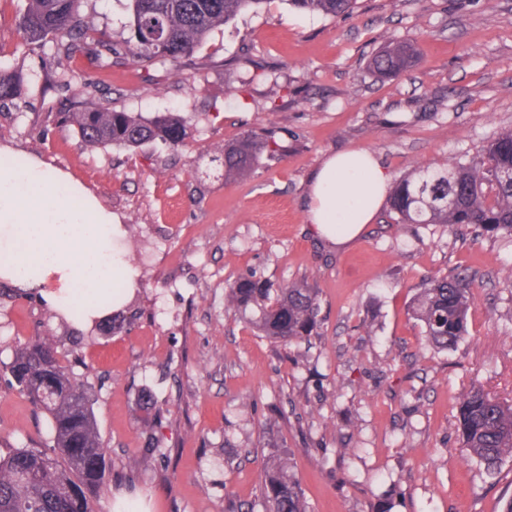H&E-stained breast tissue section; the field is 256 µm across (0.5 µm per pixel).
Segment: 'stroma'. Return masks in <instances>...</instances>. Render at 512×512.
I'll return each instance as SVG.
<instances>
[{
    "label": "stroma",
    "mask_w": 512,
    "mask_h": 512,
    "mask_svg": "<svg viewBox=\"0 0 512 512\" xmlns=\"http://www.w3.org/2000/svg\"><path fill=\"white\" fill-rule=\"evenodd\" d=\"M24 8L0 0V66L24 77L21 98L0 108V164L37 160L65 176L71 201L111 213L138 273L124 327L109 335L62 323L50 277L34 289L0 278V361L51 336L61 354H79L71 373L96 393L114 477L95 512H113L120 493L146 494L147 512H252L275 446L292 459L310 512H378L387 501L392 512H501L512 461L487 473L467 456L457 416L460 393L475 385L512 403V288L500 278L512 240L394 224L382 211L336 248L308 211L311 175L337 152L370 150L397 178L476 155L512 128V0H358L335 19L270 0L212 31L191 69L80 59L115 110L183 116V146L134 151L88 148L62 123L73 94L47 82L54 44L24 40ZM82 12L115 38L129 34L127 0H84ZM390 36L413 42L418 60L379 81L366 64ZM269 124L285 160L228 185L199 180L215 150ZM455 268L475 300L467 335L440 351L412 309L428 278ZM250 275L275 288L316 283L321 324L309 343L271 344L225 310L227 284ZM143 391L164 410L158 450L124 479L127 456L144 445ZM277 409L286 416L275 421ZM49 437L47 418L1 379L0 449Z\"/></svg>",
    "instance_id": "1"
}]
</instances>
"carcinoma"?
<instances>
[{
	"instance_id": "obj_1",
	"label": "carcinoma",
	"mask_w": 512,
	"mask_h": 512,
	"mask_svg": "<svg viewBox=\"0 0 512 512\" xmlns=\"http://www.w3.org/2000/svg\"><path fill=\"white\" fill-rule=\"evenodd\" d=\"M83 0H27L19 17L26 42L56 39L53 58L59 82L76 78L72 61L85 56L98 64L127 63L148 69L168 62L178 68L194 64V54L210 32L265 0H129L131 37L114 40L82 14ZM297 10L336 18L354 12L357 0H286ZM414 62V49L389 38L371 58L369 70L381 79L400 77ZM22 75L0 67V105L16 99ZM95 83L76 89L74 111L64 122L91 147L134 150L160 141L173 148L184 144L186 125L173 112L150 120L94 101ZM288 154L270 125L251 129L224 144L200 177L220 175L228 184L250 176L260 160ZM387 217L395 224H443L448 231L474 226L493 235L512 236V129L496 133L469 159H453L443 167L419 164L393 183ZM227 307L249 315L256 332L288 346L307 340L320 324L318 289L307 282L273 288L253 276L225 287ZM474 302L473 282L458 271L435 276L421 289L414 316L424 336L437 349L455 344L467 330ZM88 305L72 302L57 316L63 322L83 318ZM5 372L13 388L50 421L54 436L43 447L0 452V512H93V497L109 475L106 450L97 431L93 403L76 383L51 336H34L18 346ZM147 411L145 433L153 430L161 408L149 395L139 399ZM458 428L463 447L489 473L512 458V404L473 386L459 397ZM262 512H308L304 490L288 453L267 459L260 489Z\"/></svg>"
}]
</instances>
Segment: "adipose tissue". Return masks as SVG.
I'll use <instances>...</instances> for the list:
<instances>
[{
    "label": "adipose tissue",
    "instance_id": "ef3b65f1",
    "mask_svg": "<svg viewBox=\"0 0 512 512\" xmlns=\"http://www.w3.org/2000/svg\"><path fill=\"white\" fill-rule=\"evenodd\" d=\"M390 184L389 173L368 150L331 156L312 176L310 222L333 245L347 246L373 221Z\"/></svg>",
    "mask_w": 512,
    "mask_h": 512
}]
</instances>
